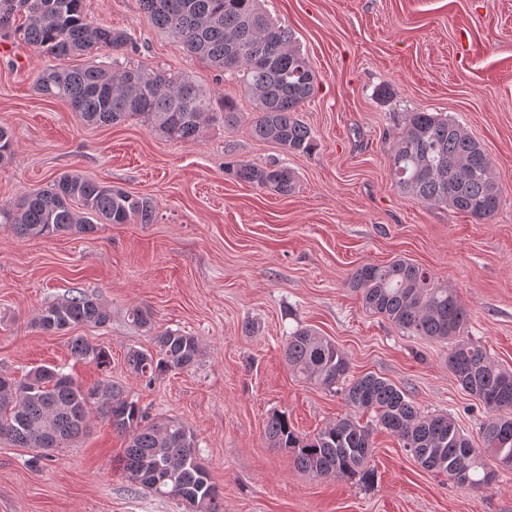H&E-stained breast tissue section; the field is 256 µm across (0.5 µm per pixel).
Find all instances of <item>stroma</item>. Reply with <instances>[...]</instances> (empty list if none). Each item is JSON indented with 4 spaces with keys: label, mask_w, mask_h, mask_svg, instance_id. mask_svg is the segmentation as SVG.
<instances>
[{
    "label": "stroma",
    "mask_w": 512,
    "mask_h": 512,
    "mask_svg": "<svg viewBox=\"0 0 512 512\" xmlns=\"http://www.w3.org/2000/svg\"><path fill=\"white\" fill-rule=\"evenodd\" d=\"M317 76L300 118L311 154H287L253 138L252 104L235 81L177 46L138 0H86L89 20L126 30L131 65L189 75L216 102L234 99L235 127L215 123L171 141L142 120L90 125L68 102L34 88L56 67L0 31V126L15 156L0 163V205L46 188L65 172L151 197L150 224H105L91 235L19 237L0 224V370L18 377L56 366L84 385L106 379L151 417L194 433L224 512H512V470L471 490L423 469L397 438L372 434L376 475L314 477L289 450L271 447L268 416L287 414L302 434L350 414L343 395L294 377L289 331L305 325L332 339L352 375L375 373L425 414L448 413L474 445L486 412L448 369V347L399 332L366 311L347 280L363 263L399 258L429 269L468 312L467 336L512 370V0H265ZM390 86L391 98L378 94ZM406 112L441 113L483 144L500 187L488 222L402 193L389 149ZM279 161L297 175L280 196L240 182L228 163ZM111 313L102 326L58 333L36 320L72 289ZM141 308L151 323H130ZM166 330L196 336L193 367L137 375L129 350L156 352ZM104 348L107 368L71 353L75 337ZM126 446L103 415L52 456L0 439V512H189L131 482Z\"/></svg>",
    "instance_id": "35a3bbf8"
}]
</instances>
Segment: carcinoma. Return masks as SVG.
Wrapping results in <instances>:
<instances>
[{"instance_id":"1","label":"carcinoma","mask_w":512,"mask_h":512,"mask_svg":"<svg viewBox=\"0 0 512 512\" xmlns=\"http://www.w3.org/2000/svg\"><path fill=\"white\" fill-rule=\"evenodd\" d=\"M141 9L177 45L237 80L254 106L250 133L290 154L317 148L312 130L298 117L314 93L316 74L296 47L288 29L262 6V0H139ZM0 29L40 54L64 61L75 54H112L108 64L42 71L34 84L42 96L61 99L88 124L110 125L127 118H146L150 130L169 140L200 136L209 122L239 120L236 101L224 100L216 111L209 92L189 76L168 70L132 68L120 55L135 47L125 31L90 21L85 0H0ZM15 145L0 126V162L11 159ZM391 173L400 191L421 201L449 206L476 221L491 220L499 207L500 189L492 161L482 144L458 122L434 112H408L391 146ZM241 182L290 194L295 173L285 166L235 164ZM155 205L81 173H64L50 186L20 201L0 205V223L21 236L86 235L100 224H151ZM362 307L385 317L408 336L448 343V369L460 386L487 410L483 447L473 449L455 419L445 413L421 414L407 393L389 380L369 373L350 377V365L336 343L309 326L288 332L285 359L300 379L328 391L343 386L344 399L357 412H372L377 424L402 442L426 470L443 473L459 487L480 488L495 478L491 457L512 466V371L495 364L485 349L464 335L467 310L453 289L425 268L404 259L386 265L364 263L348 279ZM109 311L94 296L75 291L45 307L37 325L60 332L77 324L102 325ZM158 351L133 350L132 370L148 378L186 370L200 355L197 337L166 330L157 337ZM79 360L104 367L109 354L83 338L72 341ZM12 388L0 390V437L21 448H64L83 433L94 410L101 409L115 431L128 437L122 458L128 478L154 494L181 501L192 512H222L216 486L197 461L195 439L176 420L151 421L138 402L101 380L84 386L57 367L40 366L24 377H10ZM265 436L275 448L291 450L296 467L317 477H350L369 483L372 429L347 416L307 436L297 432L283 412L266 421Z\"/></svg>"}]
</instances>
